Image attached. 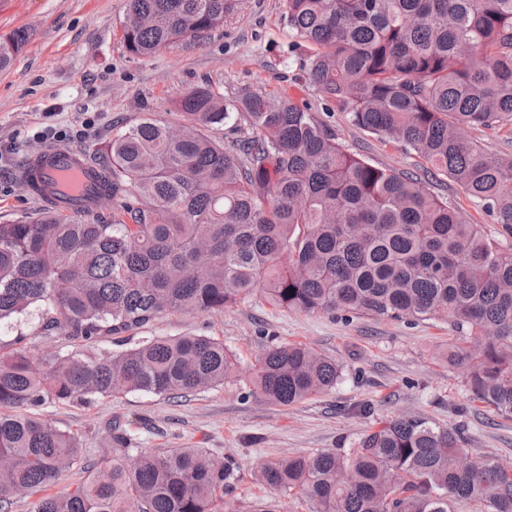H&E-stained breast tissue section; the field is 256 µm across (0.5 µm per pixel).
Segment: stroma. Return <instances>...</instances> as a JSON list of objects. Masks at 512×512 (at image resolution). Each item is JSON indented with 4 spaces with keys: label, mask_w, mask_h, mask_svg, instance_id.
I'll return each mask as SVG.
<instances>
[{
    "label": "stroma",
    "mask_w": 512,
    "mask_h": 512,
    "mask_svg": "<svg viewBox=\"0 0 512 512\" xmlns=\"http://www.w3.org/2000/svg\"><path fill=\"white\" fill-rule=\"evenodd\" d=\"M125 17L126 0H0V35L29 32L11 69L0 72V224L32 221L42 210L21 179L29 155L60 146L102 158L113 133L145 113L178 121L175 100L199 85L227 99L257 88L290 97L374 165L419 172L401 146L351 126L304 81L307 52L288 25L283 0H243L223 26L149 57L126 49ZM427 186L501 248L512 249V233L461 186L442 175ZM144 333L221 340L238 356L240 376L175 402L131 393L90 406L46 403L40 418L78 435L86 464L98 461L117 424L142 448H205L233 458L240 471L234 512H253L262 501L273 502L277 512H312L307 499L258 482L257 467L336 447L385 419L420 416L444 427L465 424L469 458L512 467V415L470 399L462 370L445 360L458 341L447 322L289 311L254 295L221 313L168 314ZM294 342L342 365L336 388L288 407L248 396L254 356L265 346ZM366 401L372 414H355L353 405Z\"/></svg>",
    "instance_id": "stroma-1"
}]
</instances>
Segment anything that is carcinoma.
<instances>
[{"instance_id":"obj_1","label":"carcinoma","mask_w":512,"mask_h":512,"mask_svg":"<svg viewBox=\"0 0 512 512\" xmlns=\"http://www.w3.org/2000/svg\"><path fill=\"white\" fill-rule=\"evenodd\" d=\"M240 0H127L122 38L149 57L198 38ZM313 47L305 79L355 127L398 142L461 185L512 231V157L471 130L512 128V0H284ZM28 42L0 35V72ZM171 124L152 114L112 136L98 189L112 223L48 206L0 224V326L36 313L40 333L79 346L35 356L0 340V512L81 462L78 436L38 417L48 401L93 404L138 392L182 398L238 378L208 336L128 334L173 313H216L257 293L287 310L450 322L471 398L512 415V251L410 172L379 168L289 97L208 87L182 94ZM244 132L226 143L221 126ZM111 337L122 350L80 347ZM342 365L303 344L268 346L248 395L288 407L332 390ZM462 427L396 417L348 445L262 464L258 480L313 512H512V468L470 461ZM101 461L35 512H223L238 466L204 448L133 447L114 426Z\"/></svg>"}]
</instances>
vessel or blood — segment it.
<instances>
[{"instance_id": "obj_1", "label": "vessel or blood", "mask_w": 512, "mask_h": 512, "mask_svg": "<svg viewBox=\"0 0 512 512\" xmlns=\"http://www.w3.org/2000/svg\"><path fill=\"white\" fill-rule=\"evenodd\" d=\"M94 172L93 165L79 151L51 148L26 160L22 178L36 180L48 196L56 199L59 211L71 213L97 208Z\"/></svg>"}]
</instances>
